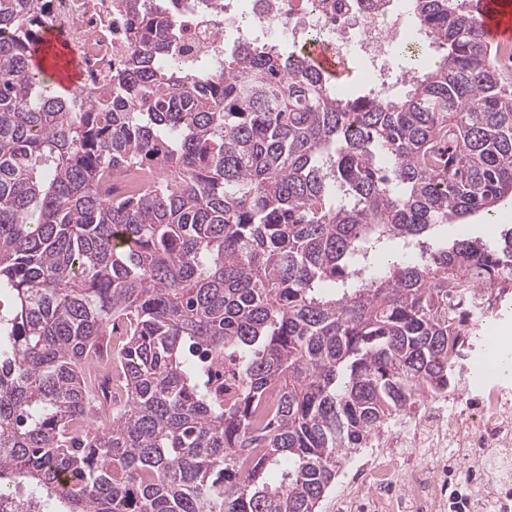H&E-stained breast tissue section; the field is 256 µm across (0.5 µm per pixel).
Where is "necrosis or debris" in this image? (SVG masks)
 I'll use <instances>...</instances> for the list:
<instances>
[{
    "mask_svg": "<svg viewBox=\"0 0 512 512\" xmlns=\"http://www.w3.org/2000/svg\"><path fill=\"white\" fill-rule=\"evenodd\" d=\"M36 23L56 29L80 70L74 94L97 93L127 56L126 20L112 0H43ZM176 60L183 65L223 55L250 41L253 30L277 34L293 57L311 48L330 50L341 61L361 51L365 84L390 99L410 76L392 75L387 62L396 42L418 41L403 0H224L203 12L195 0L182 8ZM496 345L485 340L483 375L462 396L427 398L377 456L375 466L350 481L358 512H446L448 451L473 448V467L486 483L512 487V388L499 380Z\"/></svg>",
    "mask_w": 512,
    "mask_h": 512,
    "instance_id": "obj_1",
    "label": "necrosis or debris"
}]
</instances>
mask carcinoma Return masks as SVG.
Returning a JSON list of instances; mask_svg holds the SVG:
<instances>
[{
  "label": "carcinoma",
  "mask_w": 512,
  "mask_h": 512,
  "mask_svg": "<svg viewBox=\"0 0 512 512\" xmlns=\"http://www.w3.org/2000/svg\"><path fill=\"white\" fill-rule=\"evenodd\" d=\"M40 0H0V492L62 512H317L348 453L456 390L512 301V86L473 0L393 101L243 43L173 59L182 0H121L86 103L30 77ZM154 188L114 194L129 171ZM237 364L229 395L198 356ZM502 224L512 225V198H504L495 208L491 218L485 215H475L471 217L468 224H447L442 230V235L448 243L461 235L480 236L486 238L498 233Z\"/></svg>",
  "instance_id": "cac0c4a2"
}]
</instances>
